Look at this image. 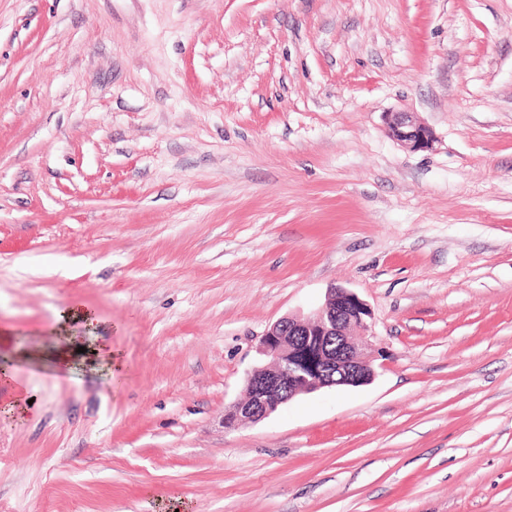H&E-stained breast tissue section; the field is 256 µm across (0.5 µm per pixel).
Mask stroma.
<instances>
[{
	"label": "stroma",
	"mask_w": 512,
	"mask_h": 512,
	"mask_svg": "<svg viewBox=\"0 0 512 512\" xmlns=\"http://www.w3.org/2000/svg\"><path fill=\"white\" fill-rule=\"evenodd\" d=\"M405 110L435 134L385 132ZM376 376L228 431L280 318ZM0 512H512V0H0ZM387 135L411 151H425L434 143L433 130L412 119L409 112H389L385 115ZM76 347L69 344H57L53 350L49 353H43L37 349L25 347L23 342H16L15 344V356L20 359H33L49 356L53 358L57 363L72 366L77 364L94 363L97 365H105L108 367L111 376H115L121 371V365L119 360L113 353H100L98 350H89L85 353H77ZM98 357V361H96Z\"/></svg>",
	"instance_id": "35a3bbf8"
}]
</instances>
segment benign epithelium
Wrapping results in <instances>:
<instances>
[{"label":"benign epithelium","instance_id":"1","mask_svg":"<svg viewBox=\"0 0 512 512\" xmlns=\"http://www.w3.org/2000/svg\"><path fill=\"white\" fill-rule=\"evenodd\" d=\"M385 131L411 151L429 150L434 143L433 130L407 112L386 113ZM369 319L370 309L357 294L335 287L313 315L286 316L272 324L257 346L265 365L247 377L246 397L225 410L224 428L256 423L298 395L371 382Z\"/></svg>","mask_w":512,"mask_h":512}]
</instances>
